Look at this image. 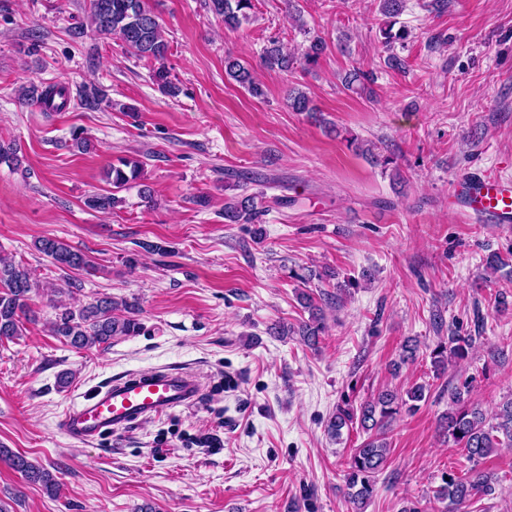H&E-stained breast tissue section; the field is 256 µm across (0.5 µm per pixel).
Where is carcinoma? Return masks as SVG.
Wrapping results in <instances>:
<instances>
[{
  "mask_svg": "<svg viewBox=\"0 0 512 512\" xmlns=\"http://www.w3.org/2000/svg\"><path fill=\"white\" fill-rule=\"evenodd\" d=\"M207 8L222 19L224 27L237 29L251 19L254 0H207ZM87 18L92 30L117 36L137 59L156 64L153 78L157 86L164 94L177 96L179 89L165 66L169 43L149 0H89ZM264 61L267 67L280 71H288L295 64V58L285 52L277 40L270 41L264 49ZM224 71L251 94H263L250 69L240 60L231 56L225 58ZM21 96L25 102L35 103L45 111H60L70 103L66 88L57 84L41 88L32 85L24 89ZM140 171V162L120 158L109 165L105 177L119 189L137 179ZM263 198L264 193L259 191L227 200L224 203V223H262L265 213ZM117 202L118 198L112 193L94 194L86 200L89 207L103 211L112 209ZM35 248L61 268L94 269L84 254L57 239L42 238L35 242ZM44 288L46 285L33 278L27 267L0 257V339L12 340L22 335L23 320H32L28 301ZM299 300L309 312V321L301 324L299 335L304 343L314 345L326 330L323 308L310 292H301ZM53 309V333L78 350L108 345L115 336H134L141 330L135 305L118 302L110 296L99 297L77 311L64 303L53 305ZM473 341L471 336H450L448 342L438 344L431 352L435 371L443 370L450 356L465 358L472 349ZM426 390L427 386L423 384H415L403 394L386 389L364 401L357 410L347 403L336 406V413L327 425L330 438L339 442L343 429L354 427L366 435L352 450L344 474L347 495L352 503L358 505L360 512L372 499L377 478L387 463L390 446L385 430L400 412H416L419 403L426 400ZM470 393L467 381L448 390L446 433L457 447L463 449L473 468L466 477L448 474V479L436 490L434 499L446 504V512H463L475 497L495 492L498 477L479 468V465L502 444L512 445V397L503 401L496 413L488 418L470 401ZM0 459L8 462L27 483L40 486L50 497L57 496L61 483L48 469L9 448L0 447Z\"/></svg>",
  "mask_w": 512,
  "mask_h": 512,
  "instance_id": "cac0c4a2",
  "label": "carcinoma"
}]
</instances>
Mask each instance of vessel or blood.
I'll return each mask as SVG.
<instances>
[{
    "label": "vessel or blood",
    "mask_w": 512,
    "mask_h": 512,
    "mask_svg": "<svg viewBox=\"0 0 512 512\" xmlns=\"http://www.w3.org/2000/svg\"><path fill=\"white\" fill-rule=\"evenodd\" d=\"M453 198L477 221L512 223L511 178L488 172L472 174L458 183ZM200 391L198 378L188 372H133L79 396L59 417L58 427L72 440L91 442L192 405Z\"/></svg>",
    "instance_id": "b4317fda"
}]
</instances>
